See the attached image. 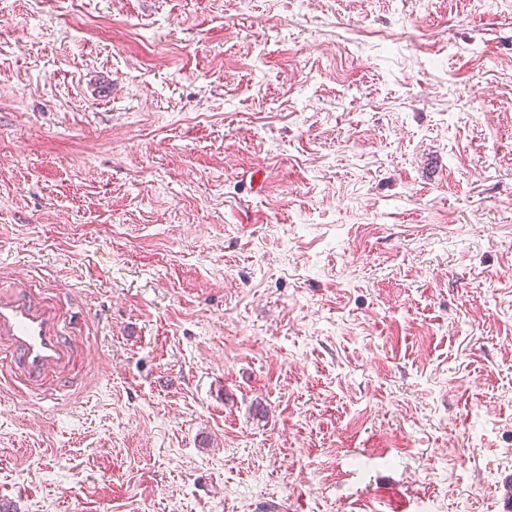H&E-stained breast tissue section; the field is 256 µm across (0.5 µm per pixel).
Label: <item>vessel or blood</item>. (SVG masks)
I'll return each instance as SVG.
<instances>
[{
	"instance_id": "1",
	"label": "vessel or blood",
	"mask_w": 512,
	"mask_h": 512,
	"mask_svg": "<svg viewBox=\"0 0 512 512\" xmlns=\"http://www.w3.org/2000/svg\"><path fill=\"white\" fill-rule=\"evenodd\" d=\"M3 339L9 343L11 363L31 383L64 369L74 354L56 311L23 293L0 294V340Z\"/></svg>"
}]
</instances>
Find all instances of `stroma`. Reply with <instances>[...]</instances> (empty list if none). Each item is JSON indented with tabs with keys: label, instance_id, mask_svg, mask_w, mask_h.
<instances>
[{
	"label": "stroma",
	"instance_id": "obj_1",
	"mask_svg": "<svg viewBox=\"0 0 512 512\" xmlns=\"http://www.w3.org/2000/svg\"><path fill=\"white\" fill-rule=\"evenodd\" d=\"M10 512H512V0H0ZM18 294H0V342H9L10 361L28 382L36 383L51 372L64 369L74 354L63 336L56 311Z\"/></svg>",
	"mask_w": 512,
	"mask_h": 512
}]
</instances>
